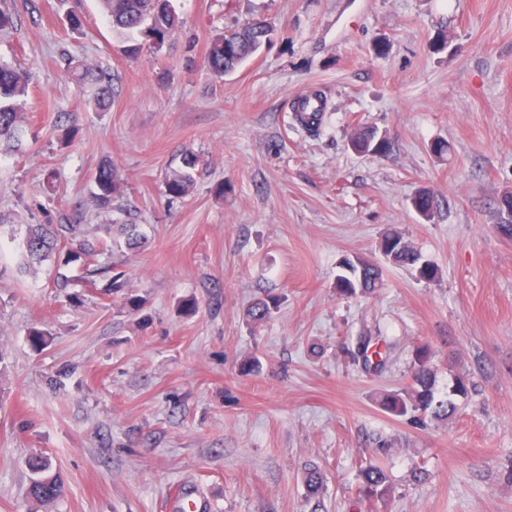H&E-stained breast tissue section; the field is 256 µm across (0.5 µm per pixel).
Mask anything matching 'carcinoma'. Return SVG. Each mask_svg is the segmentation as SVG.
Masks as SVG:
<instances>
[{"mask_svg": "<svg viewBox=\"0 0 512 512\" xmlns=\"http://www.w3.org/2000/svg\"><path fill=\"white\" fill-rule=\"evenodd\" d=\"M104 16L113 30L124 34L139 33L145 36L153 48L160 51L168 41L173 29L179 24V18L172 9L171 0H100ZM270 35V26L261 20H251L244 26H236L216 34L210 41L205 63L208 69L218 77L233 72L244 60L257 52L264 40ZM80 87L89 93V101L98 112H106L112 106L113 75L102 67L81 66L75 74ZM30 74L0 63V140L17 148L22 144L21 131L24 121V106L28 96ZM324 112L307 115L295 113L298 123L312 133L320 130ZM379 130L373 127H360L354 130L350 146L357 153H367L376 148L387 151L389 142L376 144ZM185 170L176 172L166 181V192L173 198L186 196L193 185L191 170L198 164L197 156L184 157ZM121 194L120 182L114 165L104 163L95 171L92 203L98 208H107ZM121 231L125 234V247L134 250L141 246L143 236L138 225L124 223ZM11 240H19L25 264L31 266L41 263L54 254H64L63 266L77 271L73 276L61 274L57 278V287L67 288L76 280L89 281L97 276L109 280L107 291L118 293L124 289L126 274L118 266L99 263L97 257L111 246L102 239L89 240L82 230L80 216L65 217L63 224H28L20 239L16 235ZM379 251L383 257L399 266H415L424 279H433L437 269L430 263L421 261V255L404 239L398 231L385 233L379 242ZM346 274L337 279V291L342 296L357 294L367 296L381 287L380 269L361 258L346 261ZM277 307V300L270 297L259 299L248 309V316L255 321L266 319L271 310ZM381 337L361 335L356 346L347 351L353 363H362L367 369L376 370L386 363V350L380 344ZM429 350L422 346L416 349L413 364L412 383L400 392H392L380 399V406L390 415L404 417L418 411L428 412L435 419H449L457 411L455 397L465 396L469 392L468 381L460 377L449 387L448 396L436 397V376L428 366ZM27 466L32 472L29 486L30 496L39 502L56 501L64 492V483L60 474L54 471L49 460L40 455L28 458ZM361 487L358 497L349 505L350 512H362L363 503L382 500L390 493V485L384 468L377 462L369 461L359 470ZM323 475L318 466L311 464L306 468L305 485L310 500L314 501L312 512H323L321 500Z\"/></svg>", "mask_w": 512, "mask_h": 512, "instance_id": "obj_1", "label": "carcinoma"}]
</instances>
